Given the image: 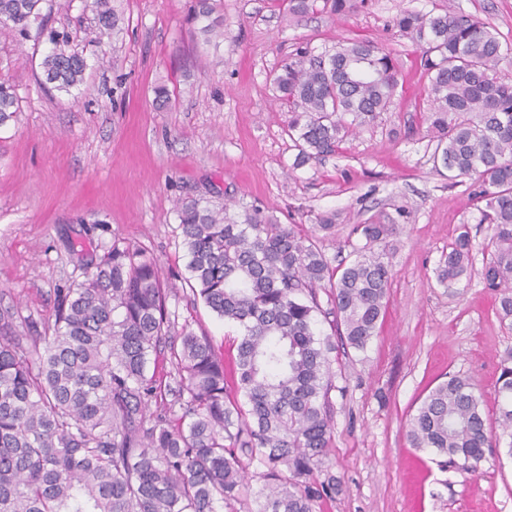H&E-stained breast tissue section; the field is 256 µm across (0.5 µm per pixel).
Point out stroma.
Instances as JSON below:
<instances>
[{"mask_svg": "<svg viewBox=\"0 0 512 512\" xmlns=\"http://www.w3.org/2000/svg\"><path fill=\"white\" fill-rule=\"evenodd\" d=\"M214 2L222 34L210 39L196 0H114L121 30L103 41L83 0H43V29L24 40L0 36V81L19 99L15 120L0 127V306L21 305L23 335H44L60 290L112 243L130 244L176 286L169 307L178 326L208 336L229 360L230 325L185 283L178 199H230L236 214L257 209L306 233L317 215L335 213L334 234L320 241L335 266L363 244L354 225H394L377 334L365 350L340 345L330 355L336 388L324 470L336 489L320 512H512L506 446L487 449L466 475L407 438L424 396L451 374L478 385L487 424L501 435L495 384L512 348V329L479 275L450 289L436 279L461 229L470 232L477 268L494 235L480 221L471 179H449L434 161L420 51L393 25L400 11L426 12L436 0H357L346 14L305 17L273 0ZM448 3L512 41V0ZM50 29L67 33L86 57L85 90L65 95L41 85ZM350 40L392 52L400 71L393 104L340 153L294 168L288 114L271 75L296 48L320 53ZM160 86L170 93L162 107Z\"/></svg>", "mask_w": 512, "mask_h": 512, "instance_id": "35a3bbf8", "label": "stroma"}]
</instances>
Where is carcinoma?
<instances>
[{
	"instance_id": "carcinoma-1",
	"label": "carcinoma",
	"mask_w": 512,
	"mask_h": 512,
	"mask_svg": "<svg viewBox=\"0 0 512 512\" xmlns=\"http://www.w3.org/2000/svg\"><path fill=\"white\" fill-rule=\"evenodd\" d=\"M42 0H0V26L25 39L42 23ZM333 14L355 0H278L292 15ZM99 38L119 31L111 0H87ZM211 0H197L201 31L215 33ZM398 31L421 50L435 154L448 178L478 183L481 224L494 226L479 272L512 320V83L498 78L512 43L490 24L448 7L403 11ZM42 84L70 94L85 82L86 57L49 36ZM288 109L293 167L318 163L389 110L399 86L390 52L349 41L334 52L305 48L273 78ZM17 114L0 83V126ZM187 258L186 284L217 317L239 329L231 369L212 340L176 331L173 289L144 252L112 244L83 279L59 294L53 332L21 336L18 309H0V512H237L262 469L258 512H317L336 489L319 478L332 447L335 388L331 337L317 334L327 295L334 332L363 350L387 306L385 261L391 224H356V258L333 267L319 237L230 203L175 204ZM463 231L437 270L452 288L472 267ZM172 370L163 372L162 363ZM177 375L176 386L168 377ZM499 420L512 437V353L497 379ZM412 447L430 450L466 474L495 446L475 384L450 375L408 424Z\"/></svg>"
}]
</instances>
